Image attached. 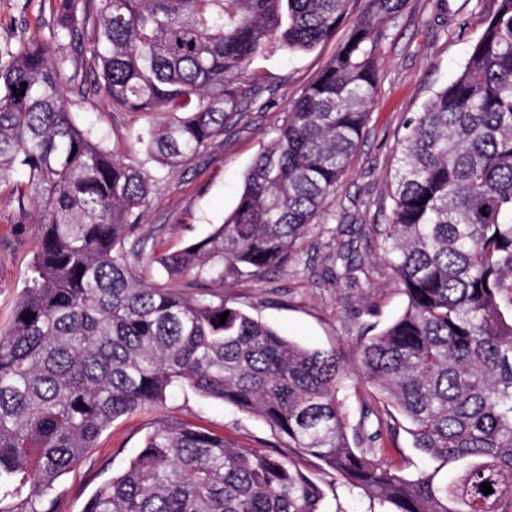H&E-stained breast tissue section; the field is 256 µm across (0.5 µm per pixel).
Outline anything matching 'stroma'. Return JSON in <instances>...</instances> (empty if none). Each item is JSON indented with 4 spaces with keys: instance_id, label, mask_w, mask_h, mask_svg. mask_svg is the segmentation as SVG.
<instances>
[{
    "instance_id": "stroma-1",
    "label": "stroma",
    "mask_w": 512,
    "mask_h": 512,
    "mask_svg": "<svg viewBox=\"0 0 512 512\" xmlns=\"http://www.w3.org/2000/svg\"><path fill=\"white\" fill-rule=\"evenodd\" d=\"M494 0H408L391 23L378 55L379 89L369 109L363 138L344 183L310 226L297 263L257 277L231 279L222 289L228 306L242 310L283 336L310 349L334 346L351 350L363 326L383 329L403 311L406 298L386 270L382 252L359 225L382 224L392 201L388 176L404 122L446 86L481 35ZM57 18L50 0H0V48H15L30 39L53 40L69 58L67 71L84 75L94 66L92 25L78 41L53 37ZM348 33L308 52L274 51L255 58L241 76L249 96L238 114L196 157L176 171L150 159L138 132L160 124L155 112H116L99 93L81 92L68 83L69 109L75 123L92 130L104 148L129 166L155 179L140 222L145 231L160 224L167 231L165 250L199 240L223 223L234 208L243 177L281 124L289 104L324 69ZM341 227L340 237L330 230ZM40 239L34 214H20L8 191L0 192V329L7 327L22 289L31 277V261ZM354 248L370 276H352L336 264L337 243ZM177 418L223 433L242 447L263 448L292 457L326 494L328 512H367L366 498L350 494L341 478L320 461L297 454L276 438L260 418L240 413L222 401L192 390L175 392L160 409H141L115 421L97 439L79 469L64 476L58 512H82L85 502L121 471L160 420Z\"/></svg>"
}]
</instances>
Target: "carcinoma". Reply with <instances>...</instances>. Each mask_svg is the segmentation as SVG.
<instances>
[{
	"label": "carcinoma",
	"instance_id": "obj_1",
	"mask_svg": "<svg viewBox=\"0 0 512 512\" xmlns=\"http://www.w3.org/2000/svg\"><path fill=\"white\" fill-rule=\"evenodd\" d=\"M356 3L98 0L93 90L115 112L168 114L138 139L173 171L237 115L247 95L238 80L255 56L312 50ZM406 4L365 0L224 223L174 252L159 251L165 225L145 234L138 224L150 175L74 124L67 57L31 40L0 63V184L41 224L32 276L0 334V512H58L61 478L101 433L175 388L260 417L385 512H512V0H495L458 74L407 121L388 223L370 228L407 304L378 334L356 337L354 365L212 292L296 259L350 168L377 92L378 47ZM77 9L54 3L72 37ZM16 171L26 179L10 182ZM336 259L370 273L341 247ZM146 262L182 283H146ZM353 368L362 405L351 426ZM402 428L432 469L408 475L388 462ZM324 507V490L292 459L165 419L84 512Z\"/></svg>",
	"mask_w": 512,
	"mask_h": 512
}]
</instances>
